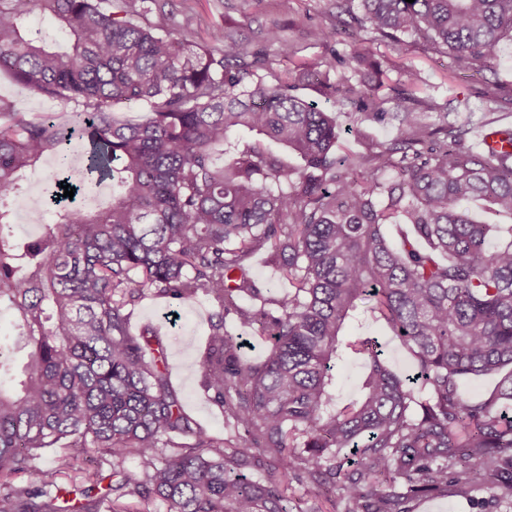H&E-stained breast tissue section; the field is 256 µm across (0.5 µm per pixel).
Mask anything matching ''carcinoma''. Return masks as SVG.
I'll use <instances>...</instances> for the list:
<instances>
[{"label": "carcinoma", "mask_w": 512, "mask_h": 512, "mask_svg": "<svg viewBox=\"0 0 512 512\" xmlns=\"http://www.w3.org/2000/svg\"><path fill=\"white\" fill-rule=\"evenodd\" d=\"M157 0H0V71L24 91L81 107L61 124L28 119L0 99V309L14 312L31 346L19 385L0 378V512H131L125 497L164 512H303L291 483L346 502L344 512H403L404 499L494 486L512 497V129L477 151L470 118L435 126L417 111L416 77L381 95L397 67L355 48L375 84L333 82L326 110L267 79L250 44L216 28L213 45L188 48L186 27L146 24ZM362 22L383 38H412L460 61L496 60L512 41V0H359ZM40 11L73 39L47 49L23 21ZM395 102L398 111L386 108ZM350 105L353 111H345ZM142 106L140 122L116 107ZM348 131L397 121L368 152L341 148ZM261 138L243 149L241 128ZM83 180L112 182V200L84 210L63 197L76 144ZM302 161L289 168L270 144ZM55 215L16 242L13 214L25 174L46 155ZM269 252L291 291L264 296L249 276ZM216 304L201 354V384L230 435L209 434L173 388L159 337L132 333L148 295ZM384 320L412 354L404 378L377 340L343 344L358 309ZM235 314L260 326L271 348L255 361L224 329ZM363 356L356 398L336 396L344 348ZM498 375L487 397L464 380ZM61 444L54 467L41 451ZM139 460L140 474L125 463ZM102 475L61 499L57 477L78 461ZM257 468L260 477L244 470ZM26 477L15 486L10 479ZM398 483L403 493L377 485Z\"/></svg>", "instance_id": "obj_1"}]
</instances>
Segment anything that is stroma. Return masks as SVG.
<instances>
[{
	"instance_id": "obj_1",
	"label": "stroma",
	"mask_w": 512,
	"mask_h": 512,
	"mask_svg": "<svg viewBox=\"0 0 512 512\" xmlns=\"http://www.w3.org/2000/svg\"><path fill=\"white\" fill-rule=\"evenodd\" d=\"M160 7L148 16L159 22L161 16L171 17L177 24L193 30V40H208L213 26L226 33L248 40L252 48L265 55L266 66L274 74L292 71V82L299 95L318 103L320 108L335 106L334 97L316 84L314 77L299 71V64L323 65L332 53H340L346 64L331 73V80L343 77L351 81H374L373 71L355 73L348 56L353 46L370 45L375 55L400 60L416 73L421 111L430 123H438L441 113L456 117L470 112L475 122L493 126L512 125V109L504 104L512 96V42L504 41L497 61L480 64L457 61L432 48L408 43L393 46L389 40H371L369 32L351 24L343 41L329 48L314 43L310 33L336 28L340 17L336 0H158ZM0 98L13 101L27 117L39 118L58 112L53 99L25 92L10 75L0 73ZM214 308L206 296L187 303H175L151 296L139 302L131 316L133 332L155 331L162 340L171 370L174 389L181 396L186 411L212 433L224 431V418L208 400L201 386L200 351L208 334V323ZM347 333L350 338L370 336L385 344L388 363L397 373H406L412 359L395 339L384 321L374 320L366 306H359ZM406 512H512V499L487 488L467 493L449 489L448 493L420 495L407 500Z\"/></svg>"
}]
</instances>
